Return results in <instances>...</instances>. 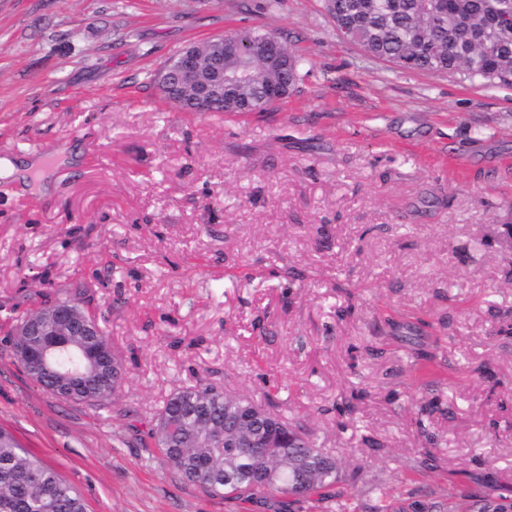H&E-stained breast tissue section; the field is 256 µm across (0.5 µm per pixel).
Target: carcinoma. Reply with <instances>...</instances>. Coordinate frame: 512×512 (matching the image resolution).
<instances>
[{
  "instance_id": "carcinoma-1",
  "label": "carcinoma",
  "mask_w": 512,
  "mask_h": 512,
  "mask_svg": "<svg viewBox=\"0 0 512 512\" xmlns=\"http://www.w3.org/2000/svg\"><path fill=\"white\" fill-rule=\"evenodd\" d=\"M336 30L365 53L399 70L463 74L486 85L512 81V0H326ZM242 50L243 80L224 84V95L209 109L212 115L262 112L273 104L264 98L266 87L278 83L292 91L304 74L303 60L275 34L244 30L233 35ZM275 41L285 55L284 65L271 70L258 52ZM50 380L78 381L76 401L103 407L116 397L122 381L101 385L86 368L78 347L51 349L45 357ZM254 406L257 421H278L289 433L288 441L274 437L262 457L251 465L238 458V440L232 422L237 405ZM199 405L207 409L203 422L191 419ZM157 448L188 482L213 495L255 501L274 499L286 512L296 477L283 471L271 481L264 470L271 464L300 463L312 479L304 495L327 492L337 481L336 461L315 448L314 442L284 416L267 412L254 401L212 385L182 387L164 402L149 432ZM232 467L231 479L224 470ZM0 512H87L79 490L52 466L31 454L9 432L0 428Z\"/></svg>"
}]
</instances>
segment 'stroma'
Listing matches in <instances>:
<instances>
[{"label": "stroma", "mask_w": 512, "mask_h": 512, "mask_svg": "<svg viewBox=\"0 0 512 512\" xmlns=\"http://www.w3.org/2000/svg\"><path fill=\"white\" fill-rule=\"evenodd\" d=\"M270 31L308 75L214 119L150 76ZM0 427L88 512H273L185 481L148 431L204 382L308 429L349 512L379 492L512 503V84L406 72L324 0H0ZM105 311L114 404L45 393L7 334L32 305Z\"/></svg>", "instance_id": "1"}]
</instances>
